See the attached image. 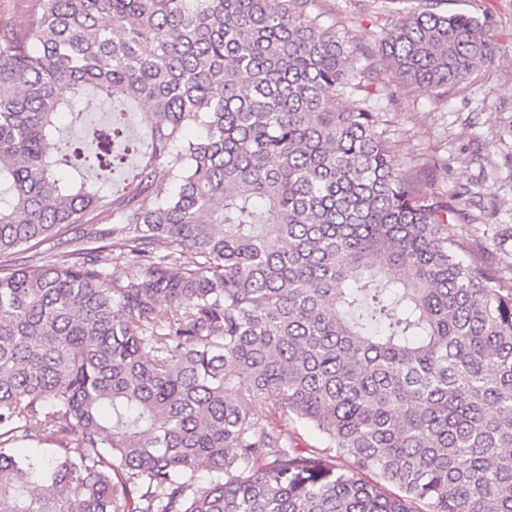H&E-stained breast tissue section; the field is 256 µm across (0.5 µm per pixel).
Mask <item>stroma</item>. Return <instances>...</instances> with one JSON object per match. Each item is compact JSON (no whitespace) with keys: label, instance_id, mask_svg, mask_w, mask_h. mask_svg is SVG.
<instances>
[{"label":"stroma","instance_id":"obj_1","mask_svg":"<svg viewBox=\"0 0 512 512\" xmlns=\"http://www.w3.org/2000/svg\"><path fill=\"white\" fill-rule=\"evenodd\" d=\"M493 36L492 57L444 99L390 82L374 100L401 160L439 157L435 190L458 197L467 216L448 223L453 238L482 242L492 258L512 254V0H443ZM393 0H311L309 11L347 46L377 48Z\"/></svg>","mask_w":512,"mask_h":512}]
</instances>
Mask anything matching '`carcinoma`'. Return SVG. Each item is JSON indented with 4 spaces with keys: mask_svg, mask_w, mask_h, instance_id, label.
<instances>
[{
    "mask_svg": "<svg viewBox=\"0 0 512 512\" xmlns=\"http://www.w3.org/2000/svg\"><path fill=\"white\" fill-rule=\"evenodd\" d=\"M308 5L38 0L0 30V512H512V278L372 105L387 75L445 96L491 33L418 0L349 48ZM50 241L75 259L16 264Z\"/></svg>",
    "mask_w": 512,
    "mask_h": 512,
    "instance_id": "carcinoma-1",
    "label": "carcinoma"
}]
</instances>
